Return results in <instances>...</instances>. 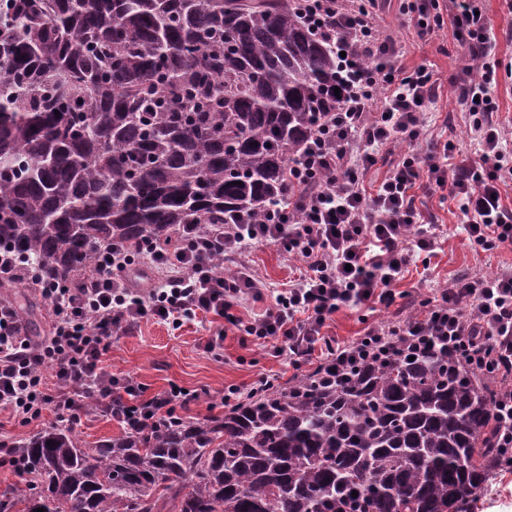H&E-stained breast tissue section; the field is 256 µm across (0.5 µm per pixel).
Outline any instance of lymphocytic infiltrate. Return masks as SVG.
<instances>
[{"mask_svg":"<svg viewBox=\"0 0 512 512\" xmlns=\"http://www.w3.org/2000/svg\"><path fill=\"white\" fill-rule=\"evenodd\" d=\"M354 9L350 0H296L303 18L329 38L344 35L362 44L368 60H343L347 99L325 113L306 154L292 161L300 197L274 208L261 224L199 228L176 250L155 246L146 253L165 272L161 282L135 290L123 278L133 253L118 247L101 251L93 274L79 286L38 281L48 334L28 339L14 304L0 299V407L19 425L53 412L57 421L76 424L94 403L122 427H151L159 416L180 415L189 403L183 391L145 397L132 378H119L102 365L112 339L153 318L180 327L197 314L235 326L241 338L274 342L294 369L312 362L345 370L372 350L410 352L426 340L447 342L476 370L512 379V270L474 274L451 281L433 296L417 299L396 283L417 254H433L434 225L416 204L417 188L458 204L470 243L491 251L512 246V208L501 197L512 182V149L494 119L498 110L497 67L490 64V19L485 0H410L417 35L432 37L452 20L461 64L450 82L470 116L474 151L451 142L428 152L425 114L441 81L426 64L405 69L396 40L382 33L368 0ZM411 151L391 158L392 147ZM385 166L382 180L365 177ZM278 247L302 261L297 279L266 302L264 285L246 260L253 245ZM220 251L232 275H216L208 261ZM265 302L260 317L244 318L243 299ZM369 303L393 310L386 324L368 326L356 341L341 344L324 329L341 308Z\"/></svg>","mask_w":512,"mask_h":512,"instance_id":"obj_1","label":"lymphocytic infiltrate"}]
</instances>
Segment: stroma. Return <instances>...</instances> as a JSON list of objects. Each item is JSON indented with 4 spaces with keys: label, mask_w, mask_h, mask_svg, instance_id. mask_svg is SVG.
<instances>
[{
    "label": "stroma",
    "mask_w": 512,
    "mask_h": 512,
    "mask_svg": "<svg viewBox=\"0 0 512 512\" xmlns=\"http://www.w3.org/2000/svg\"><path fill=\"white\" fill-rule=\"evenodd\" d=\"M399 7V0H391L380 14V23L402 45L403 65L410 69L429 64L447 81L459 64L451 27H444L429 40H421L413 22ZM486 8L492 22V57L502 65L512 64V14L504 0H488ZM428 126L433 140H448L458 148L470 150L469 116L447 84L431 106ZM417 200L437 226L438 247L429 261L413 257L397 283L398 290L428 295L447 286L449 280L512 267V247L483 252L470 244L453 201L440 200L422 190L418 191ZM246 258L270 297L299 275L300 261L274 246L252 247ZM391 318V311L357 305L338 311L329 321L327 332L338 342L349 343L359 338L368 324ZM218 332L224 335L223 350L208 351V336ZM103 365L115 376L133 378L149 397L173 386L186 389L193 395L187 413L198 419L223 413L224 391L229 386L246 388L263 376L284 383L295 374L287 355L275 353L268 343H241L234 326L209 314L197 315L178 329L152 318L145 320L134 332L113 337Z\"/></svg>",
    "instance_id": "stroma-1"
}]
</instances>
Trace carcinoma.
Wrapping results in <instances>:
<instances>
[{"label":"carcinoma","mask_w":512,"mask_h":512,"mask_svg":"<svg viewBox=\"0 0 512 512\" xmlns=\"http://www.w3.org/2000/svg\"><path fill=\"white\" fill-rule=\"evenodd\" d=\"M340 82L338 46L291 0H14L0 247L71 285L113 244L257 224ZM499 389L430 346L92 446L53 425L11 444L26 470L0 512H468L512 469ZM492 409L500 420L497 448L504 456H512V389L511 385L495 394Z\"/></svg>","instance_id":"obj_1"}]
</instances>
